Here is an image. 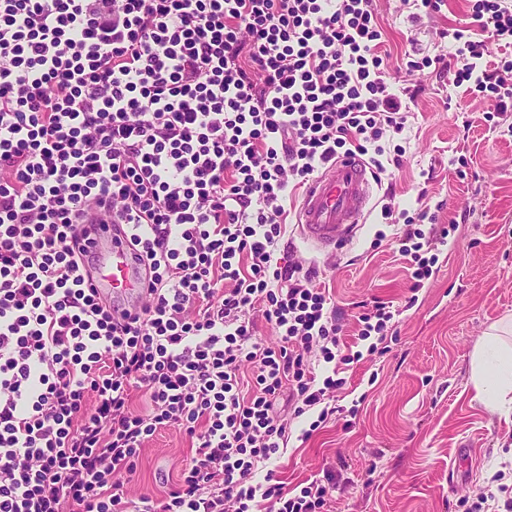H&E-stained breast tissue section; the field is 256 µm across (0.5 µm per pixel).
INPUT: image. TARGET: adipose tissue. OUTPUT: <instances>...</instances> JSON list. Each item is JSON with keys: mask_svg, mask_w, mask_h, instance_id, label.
Listing matches in <instances>:
<instances>
[{"mask_svg": "<svg viewBox=\"0 0 512 512\" xmlns=\"http://www.w3.org/2000/svg\"><path fill=\"white\" fill-rule=\"evenodd\" d=\"M512 328L487 335L472 356V384L477 399L497 411L512 405Z\"/></svg>", "mask_w": 512, "mask_h": 512, "instance_id": "1", "label": "adipose tissue"}]
</instances>
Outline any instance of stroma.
<instances>
[{
  "label": "stroma",
  "mask_w": 512,
  "mask_h": 512,
  "mask_svg": "<svg viewBox=\"0 0 512 512\" xmlns=\"http://www.w3.org/2000/svg\"><path fill=\"white\" fill-rule=\"evenodd\" d=\"M475 2L445 0L440 12L426 13L376 0L384 50L453 57L446 32L468 22ZM386 80L395 93L415 85L422 92L403 133L382 141L405 152L382 174L367 223L330 259L288 225L276 256L316 271L347 336L358 330V313L381 302L394 312L395 336L384 354L345 371L337 413L310 437L302 431L315 413L291 420L272 469L289 490L333 477L322 512H471L480 495L505 500L493 492L489 470L512 487V415L488 410L470 380L475 346L491 326L512 321V112H497L490 92L454 87L437 66L392 67ZM384 204L397 212L429 207L436 221L422 230H450L418 292L381 216ZM190 448L178 429L156 433L125 486L128 499L163 496Z\"/></svg>",
  "instance_id": "obj_1"
}]
</instances>
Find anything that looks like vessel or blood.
Segmentation results:
<instances>
[{
  "instance_id": "obj_1",
  "label": "vessel or blood",
  "mask_w": 512,
  "mask_h": 512,
  "mask_svg": "<svg viewBox=\"0 0 512 512\" xmlns=\"http://www.w3.org/2000/svg\"><path fill=\"white\" fill-rule=\"evenodd\" d=\"M375 182L370 167L357 156H343L324 167L299 203L295 224L300 239L322 255L349 246L372 210ZM82 222L89 227L88 250L95 257L92 286L144 300L146 283L129 249L113 240L111 211L88 210Z\"/></svg>"
}]
</instances>
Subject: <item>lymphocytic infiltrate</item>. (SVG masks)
<instances>
[{"instance_id": "1", "label": "lymphocytic infiltrate", "mask_w": 512, "mask_h": 512, "mask_svg": "<svg viewBox=\"0 0 512 512\" xmlns=\"http://www.w3.org/2000/svg\"><path fill=\"white\" fill-rule=\"evenodd\" d=\"M452 38L454 87L512 112V59L490 60L512 8L481 0ZM381 44L374 0H0V512H128L168 427L194 444L143 512H321L328 484L258 472L289 417L335 414L344 381L316 362L376 353L394 315L361 313L367 349L343 351L329 291L275 252L289 190L337 155L385 173L419 92H392ZM96 206L149 281L138 308L83 277ZM424 237L395 234L417 289L438 262Z\"/></svg>"}]
</instances>
